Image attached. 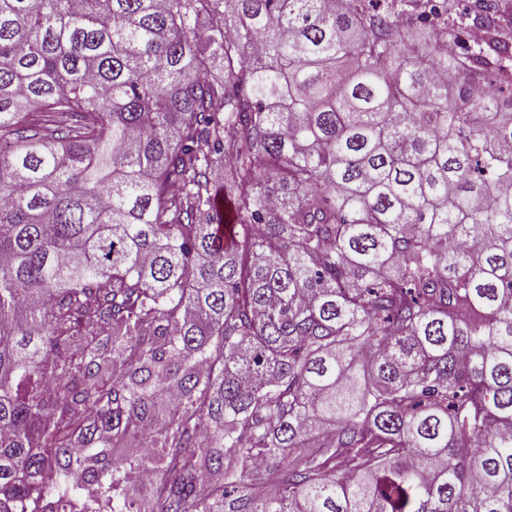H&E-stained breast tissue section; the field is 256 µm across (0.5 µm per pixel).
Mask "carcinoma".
I'll use <instances>...</instances> for the list:
<instances>
[{
  "instance_id": "carcinoma-1",
  "label": "carcinoma",
  "mask_w": 512,
  "mask_h": 512,
  "mask_svg": "<svg viewBox=\"0 0 512 512\" xmlns=\"http://www.w3.org/2000/svg\"><path fill=\"white\" fill-rule=\"evenodd\" d=\"M506 17L0 0V512H512Z\"/></svg>"
}]
</instances>
